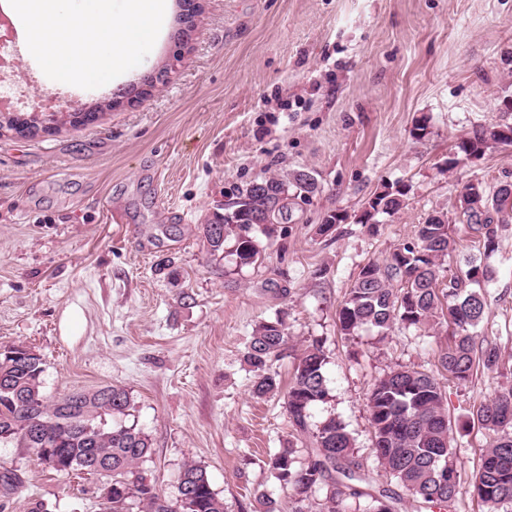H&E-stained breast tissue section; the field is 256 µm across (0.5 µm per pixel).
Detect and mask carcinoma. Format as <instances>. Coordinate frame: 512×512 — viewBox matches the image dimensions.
I'll use <instances>...</instances> for the list:
<instances>
[{
    "label": "carcinoma",
    "mask_w": 512,
    "mask_h": 512,
    "mask_svg": "<svg viewBox=\"0 0 512 512\" xmlns=\"http://www.w3.org/2000/svg\"><path fill=\"white\" fill-rule=\"evenodd\" d=\"M59 131L73 125L69 112L0 114V127L14 121ZM505 139L497 126L480 127L461 139L448 170L463 160L479 158ZM469 207L430 214L417 225L413 241L396 248L381 262L365 264L347 289L338 311L340 332L353 337L363 328L384 335L394 327L420 330L446 323L452 328L439 365L448 380L462 384L478 369L499 366L496 344L479 339L475 328L486 315V299L477 285L487 269L470 265L446 277L443 261L457 245V225L487 252L496 248L499 227L512 220V184L489 191L482 183L462 186ZM318 190L315 177L304 170L286 178L251 183L233 194V207L242 208L237 222L224 221V239H210L214 250L234 240L231 254L239 267L254 264L260 254L254 226L274 223L289 198L307 200ZM410 187L400 181L381 186L364 202L356 223H378L407 206ZM288 348L284 322L276 319L256 327L247 362L252 368V392L258 397L279 389L268 363ZM16 346L0 347V443L18 448L51 450L52 469L70 473L86 468L107 478L99 512H224V501L211 485L206 470L193 461L180 475L193 487V499L171 504L155 486L145 485L139 470L150 453L151 442L137 425L127 424L132 409L122 388L69 392L49 401L42 393L44 362L39 356L15 357ZM329 356L320 342L309 344L297 357L292 382L285 394L290 423L308 430L314 408L327 403L326 365ZM112 391V398L103 392ZM373 432V454L385 486L376 487L361 474L363 464L355 439L345 423L332 414L312 432L314 447L300 458L290 439L269 456L268 467L280 486L289 491L287 512H312L310 495L320 489L318 512H396L402 497L389 488L394 483L418 508L445 505L456 512L461 475L450 436L445 389L433 374L399 365L378 379L368 393ZM472 417L489 431V443L472 483L474 495L487 512H512V386L487 403L472 407Z\"/></svg>",
    "instance_id": "carcinoma-1"
}]
</instances>
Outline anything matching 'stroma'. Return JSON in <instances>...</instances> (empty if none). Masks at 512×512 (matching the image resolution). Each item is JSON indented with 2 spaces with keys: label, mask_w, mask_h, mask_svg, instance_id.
Here are the masks:
<instances>
[{
  "label": "stroma",
  "mask_w": 512,
  "mask_h": 512,
  "mask_svg": "<svg viewBox=\"0 0 512 512\" xmlns=\"http://www.w3.org/2000/svg\"><path fill=\"white\" fill-rule=\"evenodd\" d=\"M189 42L176 22L131 78L168 68L164 91L110 107L112 93L65 90L56 111L102 104L88 126L0 137V346L34 348L49 399L118 386L151 440L141 465L167 500L185 462L205 468L225 512L286 505L266 465L296 431L283 394L251 392V334L284 315L291 344L321 341L331 400L309 420L339 416L375 478L367 394L399 365L437 373L449 328L363 330L347 338L336 311L360 268L414 237L433 211H453L461 184L512 183V146L448 169L460 138L512 124V0H201ZM26 111L56 88L36 60L10 76ZM426 121L428 134L412 130ZM306 170L319 190L290 200L256 238L257 264L212 250L205 225L234 190ZM409 185L408 205L378 224L352 220L383 184ZM347 214L327 235L330 212ZM484 266L486 316L498 370L446 386L461 450L458 512H484L472 478L488 444L472 406L512 385V223L493 253L465 231L447 269ZM17 477L0 512H97L99 478L58 473L31 448L0 445Z\"/></svg>",
  "instance_id": "obj_1"
}]
</instances>
